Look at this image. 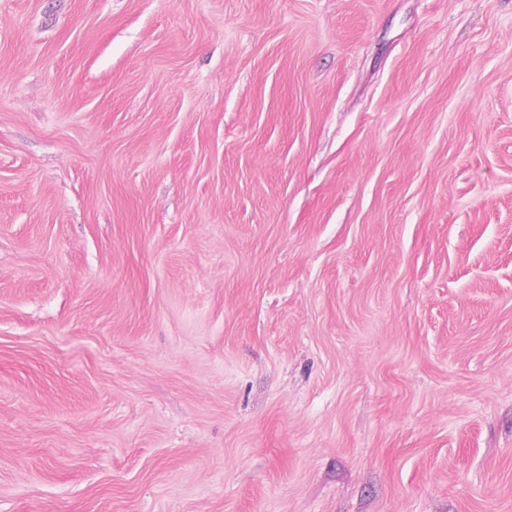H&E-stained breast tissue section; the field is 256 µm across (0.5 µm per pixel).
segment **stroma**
I'll return each instance as SVG.
<instances>
[{
    "mask_svg": "<svg viewBox=\"0 0 512 512\" xmlns=\"http://www.w3.org/2000/svg\"><path fill=\"white\" fill-rule=\"evenodd\" d=\"M0 512H512V0H0Z\"/></svg>",
    "mask_w": 512,
    "mask_h": 512,
    "instance_id": "35a3bbf8",
    "label": "stroma"
}]
</instances>
